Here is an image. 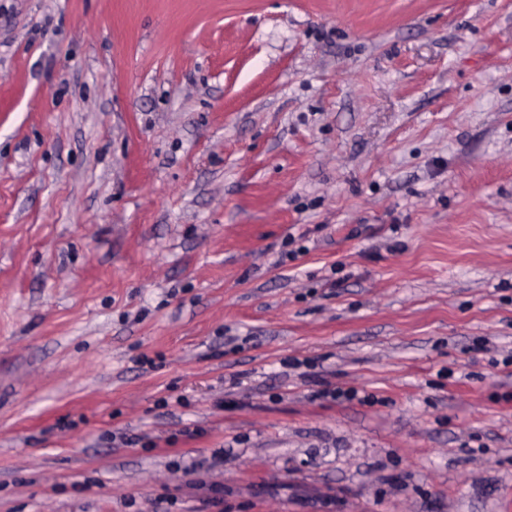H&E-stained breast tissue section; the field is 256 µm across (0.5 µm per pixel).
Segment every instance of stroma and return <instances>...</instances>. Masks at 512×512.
<instances>
[{"instance_id": "stroma-1", "label": "stroma", "mask_w": 512, "mask_h": 512, "mask_svg": "<svg viewBox=\"0 0 512 512\" xmlns=\"http://www.w3.org/2000/svg\"><path fill=\"white\" fill-rule=\"evenodd\" d=\"M510 353L512 0H0V512H512Z\"/></svg>"}]
</instances>
